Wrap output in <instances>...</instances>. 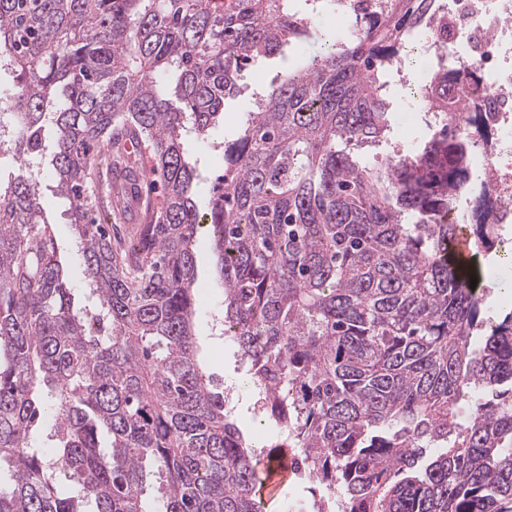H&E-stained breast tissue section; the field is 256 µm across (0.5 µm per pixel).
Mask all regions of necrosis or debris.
<instances>
[{
  "label": "necrosis or debris",
  "mask_w": 512,
  "mask_h": 512,
  "mask_svg": "<svg viewBox=\"0 0 512 512\" xmlns=\"http://www.w3.org/2000/svg\"><path fill=\"white\" fill-rule=\"evenodd\" d=\"M444 32H429L420 51L432 59H453L459 47L487 74L481 102L491 108V152L473 157V180L488 192L499 236L512 234V0H445Z\"/></svg>",
  "instance_id": "necrosis-or-debris-1"
}]
</instances>
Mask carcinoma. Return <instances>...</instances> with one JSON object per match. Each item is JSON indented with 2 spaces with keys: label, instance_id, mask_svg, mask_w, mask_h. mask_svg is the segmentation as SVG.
Segmentation results:
<instances>
[{
  "label": "carcinoma",
  "instance_id": "1",
  "mask_svg": "<svg viewBox=\"0 0 512 512\" xmlns=\"http://www.w3.org/2000/svg\"><path fill=\"white\" fill-rule=\"evenodd\" d=\"M439 0H386L324 34L224 145L209 234L224 326L281 433L275 458L338 512H512V311L483 317L469 243L500 241L471 152L492 131L451 62L419 84L432 134L388 149L389 76ZM303 0H0L15 172L0 184V512H263L261 458L195 353L198 174L251 62L285 54ZM147 144L151 166L125 143ZM382 155L371 163L364 155ZM68 202L88 288L57 260L31 160ZM158 181L120 230L94 186Z\"/></svg>",
  "mask_w": 512,
  "mask_h": 512
}]
</instances>
